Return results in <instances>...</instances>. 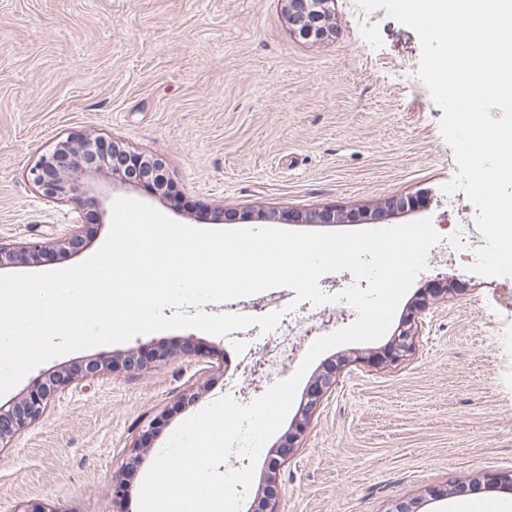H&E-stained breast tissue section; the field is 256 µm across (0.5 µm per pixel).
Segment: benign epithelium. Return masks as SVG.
<instances>
[{
    "mask_svg": "<svg viewBox=\"0 0 512 512\" xmlns=\"http://www.w3.org/2000/svg\"><path fill=\"white\" fill-rule=\"evenodd\" d=\"M283 10L293 30L305 39H321L331 30V5L336 0H281ZM104 149V142L99 138L85 137L75 143L70 139L59 142L49 153L41 156L25 170L26 178L38 190L44 199L51 203H65L72 207L75 214L73 224H80L86 218V210L95 209L100 215L107 213V206L112 204L114 182L102 180L103 163L95 162L97 151ZM112 160L132 162L142 168L149 176H156L154 188L164 190L165 172L162 158L146 153L123 150L120 156ZM42 251L39 241L8 243L0 240V268L18 260L35 257ZM416 319L408 317L403 320L397 332L398 345L384 355L362 356L357 361L379 367L402 360L414 347ZM117 369L119 364L108 358L89 361L80 374L58 372L48 375L40 389L19 400L0 404V447H6L21 431L40 420L60 394L78 387L83 381L101 375L108 369ZM336 385V369L319 374L315 379L314 389L303 394L299 409L284 436L287 446L295 447L306 432L312 411L317 401ZM287 455L282 454L270 459L263 472L264 486L277 487L282 463ZM277 496L268 491L256 498L250 512H277Z\"/></svg>",
    "mask_w": 512,
    "mask_h": 512,
    "instance_id": "benign-epithelium-1",
    "label": "benign epithelium"
}]
</instances>
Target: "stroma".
Masks as SVG:
<instances>
[{"instance_id":"1","label":"stroma","mask_w":512,"mask_h":512,"mask_svg":"<svg viewBox=\"0 0 512 512\" xmlns=\"http://www.w3.org/2000/svg\"><path fill=\"white\" fill-rule=\"evenodd\" d=\"M417 34L385 10L364 14L336 0L328 37L295 35L280 0H0V239L44 244L17 273L64 269L93 255L111 220L86 219L59 250L70 208L47 202L24 170L58 140L88 134L161 156L168 194L135 184L115 196L144 201L198 228L302 231V215L335 212V231L431 218L448 234L475 208L449 211L442 186L457 166L439 128L443 115L416 72ZM457 290L430 310L400 363L370 367L357 353L392 333L319 356L346 358L281 470L278 512H452L450 490L501 500L512 512V278L465 264L418 275L395 316L406 317L434 283ZM162 348L160 370L109 372L70 389L35 425L0 450V512L28 501L50 512H139L143 479L173 431L224 394L239 371L223 338L193 329L140 335L53 358L5 395L36 390L45 373L89 360ZM207 354L209 374L184 358ZM242 395H259L240 373ZM143 451L125 469L131 444ZM130 494L112 507V478Z\"/></svg>"}]
</instances>
